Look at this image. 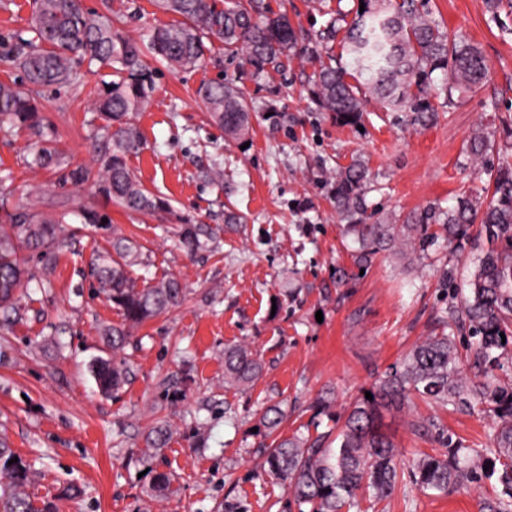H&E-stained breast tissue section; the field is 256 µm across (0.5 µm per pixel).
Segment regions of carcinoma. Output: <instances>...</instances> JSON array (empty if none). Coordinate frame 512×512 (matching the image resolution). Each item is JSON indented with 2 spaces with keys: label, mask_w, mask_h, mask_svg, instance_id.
<instances>
[{
  "label": "carcinoma",
  "mask_w": 512,
  "mask_h": 512,
  "mask_svg": "<svg viewBox=\"0 0 512 512\" xmlns=\"http://www.w3.org/2000/svg\"><path fill=\"white\" fill-rule=\"evenodd\" d=\"M364 11L356 13L346 29L347 60L320 62L309 92L314 101L342 125H355L363 117L364 94H374L386 107L403 105L414 122L426 125L435 119V109L423 98L410 99L411 87L424 94L431 74L449 72L448 90L466 91L487 75L486 60L474 45L453 38L429 15L420 12L417 0H359ZM166 13L181 17L176 23L155 29L146 44L140 43L112 23L105 14L91 13L82 0H33L25 31L0 41V60L23 74L21 81H0V133L26 130L35 141L29 166L55 169L65 165L53 145L38 100L39 89L83 85V64L110 67L119 77L96 99L94 111L101 124L91 130L94 141L105 144L97 155L99 171L95 184L105 203L140 214L172 212L170 201L147 191L128 165V154L140 140L133 115L150 102L154 91L153 70L146 54L161 58L174 69H191L205 62L206 43L220 42L224 49L243 56L261 73L279 68L298 44V34L288 15L276 13L265 0H158ZM353 82H348V79ZM197 94L210 118L235 141L248 138L252 109L232 83L210 82ZM496 131L480 128L469 140V152L478 160L495 142ZM369 180L359 160L336 174L331 200L348 221L346 233L359 244L354 256L358 269L367 267L375 255L400 243L412 252H423L437 234L430 224L445 231L448 245L457 249L470 240L469 230L480 224V233L491 244L469 282L470 295L459 292L450 276L443 286L450 299L448 316L463 336L435 333L415 345L389 368L380 385L347 410L336 447L312 441L303 434L274 442L264 469L282 481L299 512H342L360 508L361 501H381L398 482L396 450L377 423L378 401L408 405L412 397L428 398L455 409L490 408L495 418L492 447L463 448L451 435L437 433L444 448L439 456L420 458L412 470L415 485L424 491L446 493L470 485L482 487L494 481L492 493L481 500V512H512V383L501 379L512 365V167L497 170L490 199L461 196L446 212L431 208L409 216L404 224L367 222L363 191ZM56 213L37 198L26 205H0V310H15V291L23 279L34 274L21 266L17 245L39 252L44 267L51 265L63 245L60 225L72 214L83 224H102L107 214L78 199ZM182 244L194 252L202 247L193 224H184ZM113 253L99 256L97 279L101 291L119 310L123 323L105 330L112 351L122 349L128 328L166 313L181 303L180 281L170 277L156 286L139 289L129 268L139 263L140 253L125 238L112 240ZM474 353L477 372L463 370L462 352ZM258 355L246 345L224 350V382L245 387L262 373ZM99 390L108 395L125 382L124 361L99 357L91 365ZM0 442V512H36L25 492L30 467Z\"/></svg>",
  "instance_id": "1"
}]
</instances>
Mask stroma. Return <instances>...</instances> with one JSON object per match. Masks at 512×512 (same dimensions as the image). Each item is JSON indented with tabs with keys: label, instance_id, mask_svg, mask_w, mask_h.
Returning a JSON list of instances; mask_svg holds the SVG:
<instances>
[{
	"label": "stroma",
	"instance_id": "35a3bbf8",
	"mask_svg": "<svg viewBox=\"0 0 512 512\" xmlns=\"http://www.w3.org/2000/svg\"><path fill=\"white\" fill-rule=\"evenodd\" d=\"M422 2L444 30L478 46L488 68L482 86L450 98L447 72H433L430 102L438 116L426 127L411 112L385 111L371 95L358 127L336 123L310 99L319 61L340 55L359 0H268L273 11L288 14L301 39L284 68L259 76L246 74L240 56L220 43L210 45L196 69L175 71L150 60L155 91L135 117L141 145L128 165L148 190L170 200L172 214L112 206L108 231L67 217L66 242L46 269L35 252L18 251L36 278L18 288L19 311L0 325V437L30 465L27 491L36 507L298 512L282 482L262 468L267 448L308 424L318 398L344 416L387 367L437 328L448 307L444 272L466 285L488 247L482 236L461 252L441 239L417 254L399 245L337 285V268H352L357 249L330 200L337 170L361 159L370 173L368 222L401 224L429 207L448 210L462 193H484L489 172L512 165V146L500 140L481 160L468 154L478 127L512 118V13L492 16L484 0ZM83 4L141 41L177 20L153 0ZM331 21L336 35L327 39ZM111 79V69L101 68L80 90L41 92L54 145L71 166L93 163V104ZM222 80L242 88L253 110L248 147L227 142L197 96L202 84ZM30 144L24 131L0 135L8 206L33 196L57 207L75 197L101 206L92 183L76 187L65 170L27 167ZM185 222L201 227L204 247L193 254L180 242ZM117 237L143 253L131 270L137 287L175 277L185 296L170 312L132 328L122 352L128 380L112 397L99 391L89 365L111 357L103 330L122 316L97 292L91 263ZM240 343L264 363L243 391L224 385V350ZM274 406L284 417L271 432L261 417ZM378 414L398 450L400 476L370 512H479V490L436 494L412 484L413 463L442 447L411 424L431 421L465 447L487 448L492 413L418 398L404 409L381 404ZM159 425L168 439L155 451L147 437ZM159 473L172 480L162 500L150 495ZM69 485L79 496L64 494Z\"/></svg>",
	"mask_w": 512,
	"mask_h": 512
}]
</instances>
